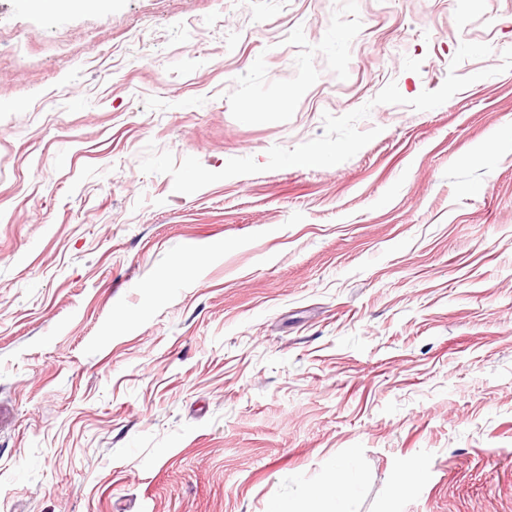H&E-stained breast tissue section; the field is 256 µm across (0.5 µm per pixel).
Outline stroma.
<instances>
[{
    "mask_svg": "<svg viewBox=\"0 0 512 512\" xmlns=\"http://www.w3.org/2000/svg\"><path fill=\"white\" fill-rule=\"evenodd\" d=\"M511 126L512 0H0V512H512ZM352 484V475L350 471L342 464H336L331 470L329 481L324 489L311 493L312 510L308 512H323L318 510L323 500L334 497L339 502L345 499L340 496L343 488H349Z\"/></svg>",
    "mask_w": 512,
    "mask_h": 512,
    "instance_id": "stroma-1",
    "label": "stroma"
}]
</instances>
